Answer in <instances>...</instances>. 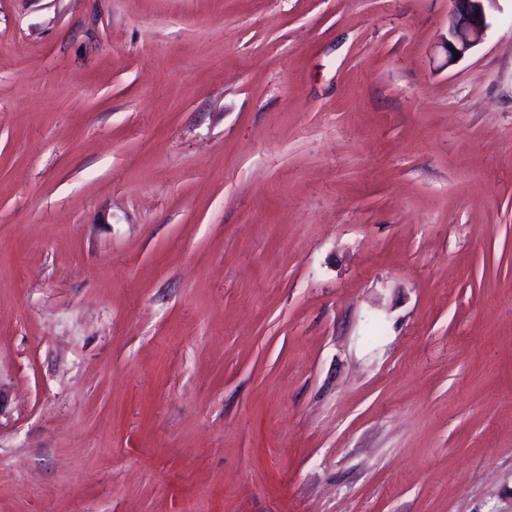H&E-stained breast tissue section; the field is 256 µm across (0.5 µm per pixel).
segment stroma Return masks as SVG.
Wrapping results in <instances>:
<instances>
[{"instance_id":"1","label":"stroma","mask_w":512,"mask_h":512,"mask_svg":"<svg viewBox=\"0 0 512 512\" xmlns=\"http://www.w3.org/2000/svg\"><path fill=\"white\" fill-rule=\"evenodd\" d=\"M0 0V512H512V0ZM452 11L448 25V39L446 52L448 62H454V52L462 57L466 52L476 47L483 39L489 24L485 3H494L496 0H449ZM479 14V19H476Z\"/></svg>"}]
</instances>
